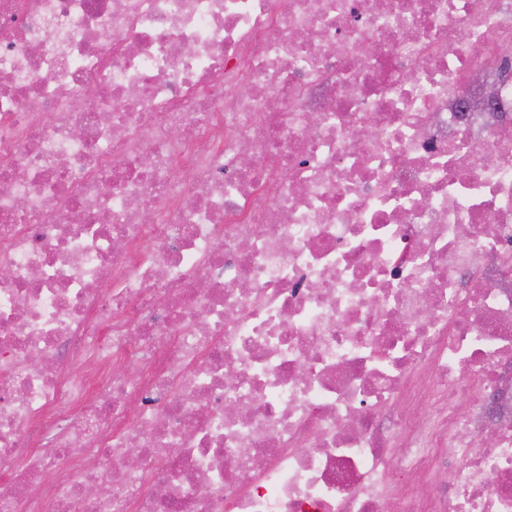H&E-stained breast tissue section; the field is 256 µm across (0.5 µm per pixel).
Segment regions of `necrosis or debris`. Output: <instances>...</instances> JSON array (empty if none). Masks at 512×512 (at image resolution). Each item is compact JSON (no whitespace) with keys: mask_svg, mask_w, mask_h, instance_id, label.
<instances>
[{"mask_svg":"<svg viewBox=\"0 0 512 512\" xmlns=\"http://www.w3.org/2000/svg\"><path fill=\"white\" fill-rule=\"evenodd\" d=\"M510 45L512 0H0V512H512V133L454 117L512 124Z\"/></svg>","mask_w":512,"mask_h":512,"instance_id":"1","label":"necrosis or debris"}]
</instances>
